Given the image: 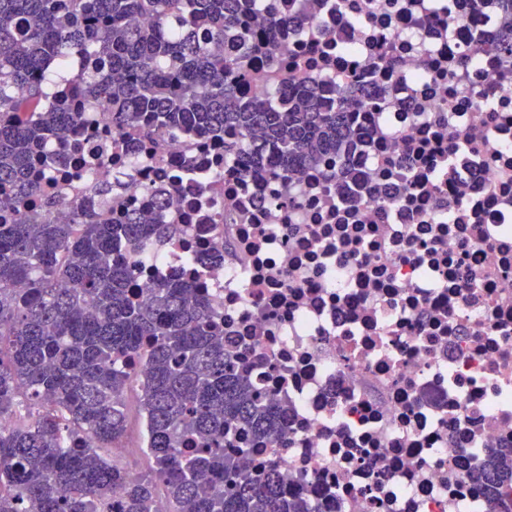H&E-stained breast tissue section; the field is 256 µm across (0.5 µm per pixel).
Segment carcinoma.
<instances>
[{
  "label": "carcinoma",
  "mask_w": 512,
  "mask_h": 512,
  "mask_svg": "<svg viewBox=\"0 0 512 512\" xmlns=\"http://www.w3.org/2000/svg\"><path fill=\"white\" fill-rule=\"evenodd\" d=\"M246 27L242 0H0V512H313L285 496L275 465L252 470L247 436H276L285 408L224 346V326L192 286H141L133 255L172 227L132 213L106 223L73 209L54 223L29 213L34 161L69 153L66 129L85 113L112 127L217 135L224 161L288 179L343 148L355 96L269 76L267 102L246 91L254 63L288 58L277 38ZM137 382L149 469L135 477L124 447L126 397ZM490 512H512V462L463 457Z\"/></svg>",
  "instance_id": "cac0c4a2"
}]
</instances>
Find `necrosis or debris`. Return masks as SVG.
<instances>
[{"label": "necrosis or debris", "instance_id": "necrosis-or-debris-1", "mask_svg": "<svg viewBox=\"0 0 512 512\" xmlns=\"http://www.w3.org/2000/svg\"><path fill=\"white\" fill-rule=\"evenodd\" d=\"M297 77L356 92L367 135L318 168L255 180L224 143H131L107 112L69 129L93 146L32 179L39 198L113 217L154 209L172 234L141 279H185L224 339L285 405L287 445L255 446L288 495L321 512H487L455 462L512 454V85L502 0H271Z\"/></svg>", "mask_w": 512, "mask_h": 512}]
</instances>
